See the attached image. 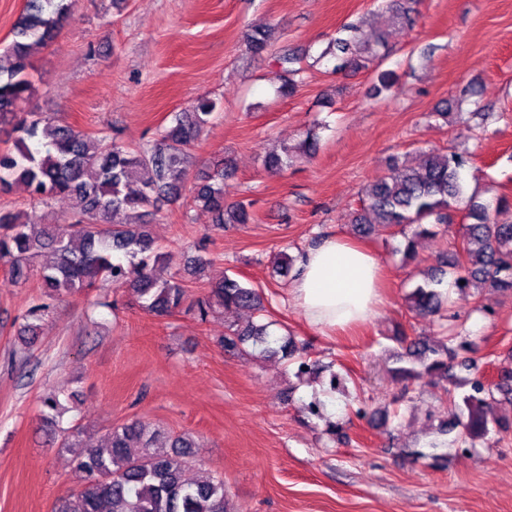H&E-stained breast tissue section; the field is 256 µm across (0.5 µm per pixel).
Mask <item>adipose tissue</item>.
I'll return each instance as SVG.
<instances>
[{"instance_id":"1","label":"adipose tissue","mask_w":512,"mask_h":512,"mask_svg":"<svg viewBox=\"0 0 512 512\" xmlns=\"http://www.w3.org/2000/svg\"><path fill=\"white\" fill-rule=\"evenodd\" d=\"M377 256L343 237L322 240L298 260L289 295L321 331L362 323L382 304Z\"/></svg>"}]
</instances>
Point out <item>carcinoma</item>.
<instances>
[{
	"mask_svg": "<svg viewBox=\"0 0 512 512\" xmlns=\"http://www.w3.org/2000/svg\"><path fill=\"white\" fill-rule=\"evenodd\" d=\"M415 0H388L393 23L410 20ZM71 0H26L12 30V41L0 51V127L11 126L14 149L0 152V192L24 185L30 197L47 206L58 197L76 199L71 222L39 224L12 212L0 211V262L8 265L11 281L25 283L35 277L47 289L46 296L58 299L82 292L98 284L132 291L141 307L156 318H164L188 306L205 322L216 313L247 309L257 320L245 326L230 324L219 345L229 357L253 349L264 358H276L296 368L295 376L316 375L319 363L308 353V343L286 333L272 332L273 322L263 320V295L255 287H245L226 274L208 293L195 300L181 278L163 276L173 257L161 250L148 224H120L114 217L122 212L160 202H175L188 180L190 148L198 140L216 109V102L200 98L188 112H181L165 128L160 139L129 151L116 141L91 135L71 125H60L39 112H20L18 107L34 92L29 78L32 51L49 46L68 21ZM272 28L252 30L246 50L252 55L266 52L272 43ZM387 45L386 34L374 42L363 41L358 27L346 25L338 31L331 47L322 52L336 58L334 70H359L380 58ZM282 80L281 92L292 95L298 83L294 76L300 57L285 51L275 57ZM317 138L307 132L296 146L281 145L267 153L264 165L282 171L298 155H312ZM469 158L456 150H431L417 165L393 161L387 174L377 178L365 191L362 212L352 224L360 236H368L373 225L383 224L404 235L403 258L417 255V239L436 234V228L452 224L453 203L464 194L461 170ZM224 160L199 172L193 186L192 203L215 216V224H249L251 213L243 203L225 204ZM512 210L505 196L495 207L469 197L466 222L460 224L462 254L452 250L436 259L431 272L408 294L416 314L442 320L448 311V295L440 289L446 277L460 291L493 288L512 291V220L504 215ZM415 226L408 236L405 228ZM53 261L36 265L42 251ZM205 247L195 248L186 259L187 269L200 275L210 265ZM48 312L45 304L31 308L20 328L21 340L30 344L37 336V321ZM402 352L395 358L392 379L399 386L397 400L413 397L420 381L427 379L448 397L450 417L440 432H457L456 443L489 433V414L502 400H512V366L499 370V380L487 383L480 378L471 383L464 407L455 401L454 369H468L459 358L465 341L462 336L444 333L432 338L400 335ZM48 412L43 425L58 429L59 407L54 395L43 400ZM60 447L72 453L76 468L84 474V484L76 495L77 505L62 506L58 512H229L224 478H187L192 464L194 441L180 435L159 444L161 431L134 419L112 428L102 447L83 444L78 429H59Z\"/></svg>",
	"mask_w": 512,
	"mask_h": 512,
	"instance_id": "1",
	"label": "carcinoma"
}]
</instances>
